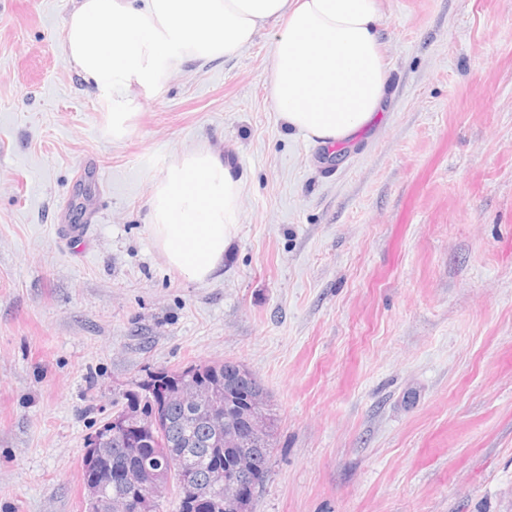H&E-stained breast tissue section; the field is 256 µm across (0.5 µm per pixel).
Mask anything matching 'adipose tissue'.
Wrapping results in <instances>:
<instances>
[{"label": "adipose tissue", "mask_w": 512, "mask_h": 512, "mask_svg": "<svg viewBox=\"0 0 512 512\" xmlns=\"http://www.w3.org/2000/svg\"><path fill=\"white\" fill-rule=\"evenodd\" d=\"M274 38L269 98L288 127L321 144L351 140L381 112L389 73L377 0H79L63 53L112 100L113 139L129 130L141 91L192 62L237 56L266 25ZM244 185L210 148L176 154L152 185L149 233L165 264L203 282L224 263Z\"/></svg>", "instance_id": "obj_1"}]
</instances>
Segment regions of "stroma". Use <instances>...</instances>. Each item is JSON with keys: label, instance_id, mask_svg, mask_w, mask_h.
Listing matches in <instances>:
<instances>
[{"label": "stroma", "instance_id": "1", "mask_svg": "<svg viewBox=\"0 0 512 512\" xmlns=\"http://www.w3.org/2000/svg\"><path fill=\"white\" fill-rule=\"evenodd\" d=\"M75 5L0 0V512H85L126 393L228 360L276 419L252 512H512V0H380L388 99L331 152L270 102V27L112 140L62 53ZM203 146L244 195L197 283L148 224Z\"/></svg>", "mask_w": 512, "mask_h": 512}]
</instances>
